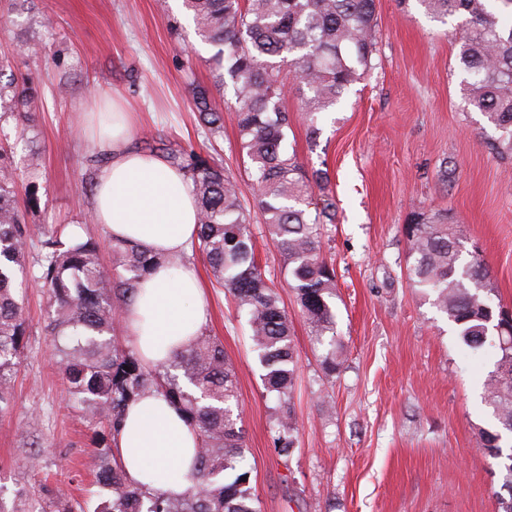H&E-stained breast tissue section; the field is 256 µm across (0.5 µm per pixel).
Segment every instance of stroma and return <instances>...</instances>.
Here are the masks:
<instances>
[{
	"mask_svg": "<svg viewBox=\"0 0 512 512\" xmlns=\"http://www.w3.org/2000/svg\"><path fill=\"white\" fill-rule=\"evenodd\" d=\"M376 5L374 67L339 110L322 114L316 142L307 138L296 90L286 96L297 114L288 143L307 169L328 172L336 200L322 250L336 269V334L345 347L336 375L322 368L323 348L301 317L277 249L255 238L256 257L293 323V455L275 449V400L246 318L198 257L192 265L209 309L203 332L223 343L236 367L261 512H497L495 462L477 438L486 421L481 382L495 355L463 346L446 317L408 287L403 227L416 211L448 213L479 243L496 297L512 307V158L491 153L497 130L463 99L456 22L441 24L397 0ZM0 10L10 20L0 46L12 54L0 78L33 79L29 127L0 118V145L13 152L28 223L59 228L67 241L106 238L86 220L89 159L98 149L81 129L86 113L109 103L137 115L136 137L159 136L223 161L252 202L233 120L225 119L214 143L196 127L192 84L210 86L220 101L234 97L212 85L211 50L195 36L182 0H5ZM24 303L28 333L15 400L0 412V499L12 512L20 506L15 492L34 477L79 502L94 480L87 467L93 429L64 403L46 331L50 308L36 282Z\"/></svg>",
	"mask_w": 512,
	"mask_h": 512,
	"instance_id": "obj_1",
	"label": "stroma"
}]
</instances>
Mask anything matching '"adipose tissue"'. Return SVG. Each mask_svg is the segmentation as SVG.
Instances as JSON below:
<instances>
[{
  "label": "adipose tissue",
  "mask_w": 512,
  "mask_h": 512,
  "mask_svg": "<svg viewBox=\"0 0 512 512\" xmlns=\"http://www.w3.org/2000/svg\"><path fill=\"white\" fill-rule=\"evenodd\" d=\"M134 119L113 112L94 141L109 162L95 179L93 211L115 240L148 253H187L197 236L191 185L164 158L133 149ZM207 322L201 280L188 267H158L141 282L125 311L131 346L149 366L167 362L185 339ZM198 440L181 411L149 393L129 405L115 451L131 483L183 494L197 468Z\"/></svg>",
  "instance_id": "adipose-tissue-1"
}]
</instances>
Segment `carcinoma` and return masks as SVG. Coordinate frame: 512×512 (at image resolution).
Masks as SVG:
<instances>
[{"mask_svg":"<svg viewBox=\"0 0 512 512\" xmlns=\"http://www.w3.org/2000/svg\"><path fill=\"white\" fill-rule=\"evenodd\" d=\"M416 2L442 24L464 17L458 63L468 105L499 132L492 153L512 158V0H398ZM196 35L208 44L213 84L231 85L234 119L245 172L250 178L259 230L272 241L288 271L301 317L324 347L321 364L333 375L344 363L336 340V272L322 255L327 225L336 223L328 171H308L288 149L295 117L285 104L284 69L293 71L307 136L316 142L320 114L340 104L360 72L374 68L375 0H182ZM31 87L0 85V113L30 121ZM193 112L208 141L224 136V108L210 89L192 88ZM183 172L198 208L197 242L191 254L156 256L130 242L94 238L65 242L61 232L26 223L16 196L15 168L0 153V412L14 400L27 318L15 284L28 248L41 251L38 280L52 316L47 331L66 384L65 402L82 410L94 428L91 459L97 490L79 512H258L245 456V433L233 415L237 380L222 343L204 334L190 339L167 364L153 368L115 336L124 306L156 266L180 268L200 255L218 287L247 316L253 349L267 392L277 400L274 446L295 449L294 390L298 369L288 318L279 292L257 261L254 228L237 184L223 164L193 147L173 148L159 138L145 143ZM409 285L445 315L460 341L475 352L490 347L493 370L483 399L495 421L477 430L480 447L497 461L500 512H512V469L505 466L503 436L512 435V331L501 328L504 307L493 306L484 259L465 253L466 230L437 214L416 212L404 226ZM107 249L112 264L99 253ZM130 370H124V367ZM154 392L185 414L199 439L192 486L180 496L149 492L130 483L112 452L128 404ZM21 512H74L66 494L43 486L17 492Z\"/></svg>","mask_w":512,"mask_h":512,"instance_id":"1","label":"carcinoma"}]
</instances>
